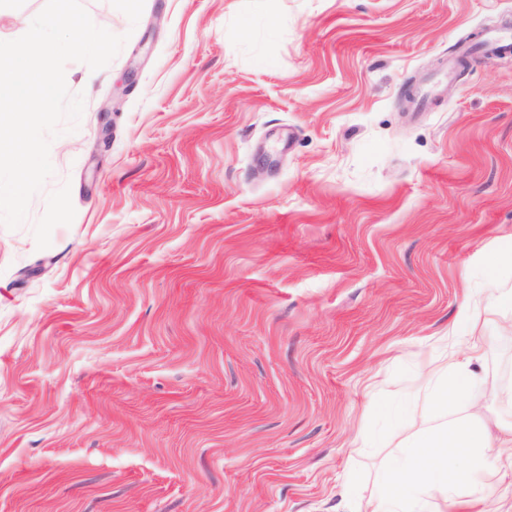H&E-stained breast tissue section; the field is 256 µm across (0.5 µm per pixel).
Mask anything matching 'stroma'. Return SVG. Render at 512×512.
<instances>
[{
	"mask_svg": "<svg viewBox=\"0 0 512 512\" xmlns=\"http://www.w3.org/2000/svg\"><path fill=\"white\" fill-rule=\"evenodd\" d=\"M80 2L128 40L0 225V512H355L470 310L512 422V57L458 64L512 0Z\"/></svg>",
	"mask_w": 512,
	"mask_h": 512,
	"instance_id": "stroma-1",
	"label": "stroma"
}]
</instances>
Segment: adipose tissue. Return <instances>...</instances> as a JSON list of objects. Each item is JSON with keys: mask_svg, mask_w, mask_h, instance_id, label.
I'll list each match as a JSON object with an SVG mask.
<instances>
[{"mask_svg": "<svg viewBox=\"0 0 512 512\" xmlns=\"http://www.w3.org/2000/svg\"><path fill=\"white\" fill-rule=\"evenodd\" d=\"M467 323L463 317L452 327L454 339L467 344L465 356L449 354L429 389L439 423L409 441L381 493L360 502L357 512H424L427 494L439 495L444 512H467L477 501L488 503L489 512H512V495L494 493L478 480L492 455L502 479L512 480V422L493 433L479 423L482 404L474 389L480 378L472 364L480 359L481 346L467 340Z\"/></svg>", "mask_w": 512, "mask_h": 512, "instance_id": "obj_1", "label": "adipose tissue"}]
</instances>
